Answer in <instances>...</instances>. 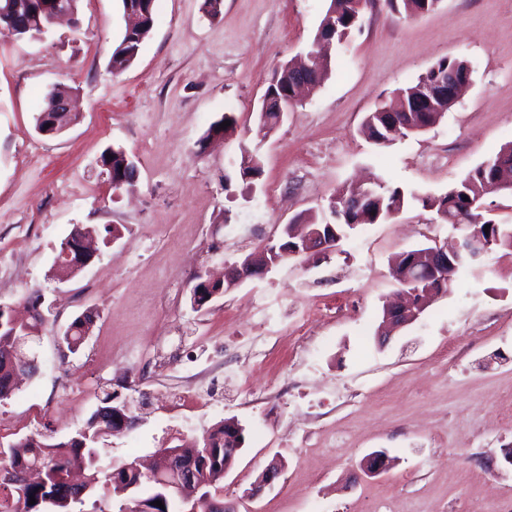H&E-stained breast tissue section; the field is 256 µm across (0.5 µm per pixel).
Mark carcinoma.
<instances>
[{
	"label": "carcinoma",
	"mask_w": 512,
	"mask_h": 512,
	"mask_svg": "<svg viewBox=\"0 0 512 512\" xmlns=\"http://www.w3.org/2000/svg\"><path fill=\"white\" fill-rule=\"evenodd\" d=\"M352 0H330L329 7L321 20L324 24V37L329 43L342 45L348 41L355 28L360 26L362 9L350 7ZM124 18L138 16L130 28H125L114 48L109 61L110 68L127 69L139 55L142 44L151 35L155 22V0H121ZM440 0H387L394 10H403L408 17H422L434 10ZM468 71V65L456 59H441L435 63L417 83L401 90L406 102L415 100L422 87L428 82L446 77H461ZM297 75L279 67L271 76L265 94L271 100L265 115L259 117V131L267 135L281 122L279 108L290 107L289 99ZM70 95L67 87L60 84L52 87L44 97L42 112L54 119L58 128H67L77 121L76 112L55 111L56 99ZM401 104H386L368 113L364 120V133L374 143L381 138L393 142L410 135L405 123L407 113H420L423 125L435 122L434 112L426 106L412 107L409 112H401ZM102 167L107 169L109 178L127 177L126 187L133 186L134 166L126 160L125 151L110 146L100 156ZM262 167L255 155L242 158L241 178L253 180L260 177ZM512 178V165L498 176H492V165L480 164L464 178L440 195L421 196L415 192L409 197L422 204H435L436 214L441 221L451 224L459 216H477L469 208V203L483 198L492 192L494 180L502 176ZM400 188L378 187L374 194L361 201V214L347 212L342 220V230H352L363 224H378L389 218L390 213L400 212L406 197ZM31 308V321L20 322L13 316L12 306L0 303V401L8 398L16 389L14 375L26 373L33 376L38 365L34 356L23 358L17 351V342L28 338H38L44 325L39 312L43 302L41 296L27 298ZM94 315L81 314L74 318L64 333V341L70 352H77L84 344L93 323ZM132 416L127 403L107 393L100 405L83 426L66 442H51L50 438L39 434L30 435L10 444L0 451V470L24 472L35 468L41 472V481L36 484L16 483L0 485V512H84L75 507L92 501V512H135V508L145 505L150 512H186L189 506L209 497L220 499L223 491L224 468L233 465L236 455L228 451L232 447V434L224 430V425L212 429L200 438L194 439L191 446L173 447L178 456L163 451L151 469L144 472L138 458H128L121 463L103 467L98 464V444L112 434V418ZM36 503H30V498ZM162 502V507L153 502Z\"/></svg>",
	"instance_id": "1"
}]
</instances>
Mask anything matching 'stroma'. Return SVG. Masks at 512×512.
<instances>
[{"label": "stroma", "instance_id": "35a3bbf8", "mask_svg": "<svg viewBox=\"0 0 512 512\" xmlns=\"http://www.w3.org/2000/svg\"><path fill=\"white\" fill-rule=\"evenodd\" d=\"M201 4L155 0L152 33L119 74L121 0H80L77 24L39 41L0 30V302L36 291L51 309L39 373L0 402V443L67 439L109 388L137 423L101 442L104 466L237 419L243 449L222 493L235 512H512V249L469 261L384 341L391 257L459 235L421 202L203 311L184 270L222 274L297 214L327 212L352 180L439 195L512 144V0H440L415 19L372 0L322 86L267 136L268 81L311 43L329 0H223L214 17ZM445 57L471 77L441 121L385 147L367 140L365 115ZM57 84L73 89L79 119L43 136L35 117ZM227 113L233 129L201 148ZM111 145L136 165L134 194L110 185L100 156ZM245 151L263 169L250 185ZM106 224L117 240L54 280L72 229ZM89 309L95 322L70 353L63 333ZM380 449L394 466L361 475ZM277 454L283 472L260 486Z\"/></svg>", "mask_w": 512, "mask_h": 512}]
</instances>
